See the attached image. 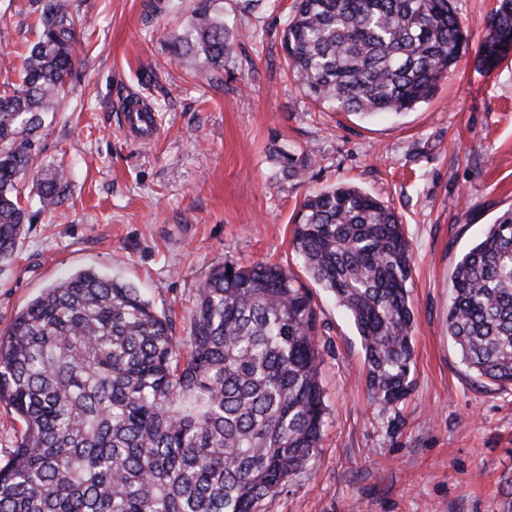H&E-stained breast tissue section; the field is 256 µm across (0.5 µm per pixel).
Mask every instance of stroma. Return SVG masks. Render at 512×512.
Wrapping results in <instances>:
<instances>
[{
	"label": "stroma",
	"instance_id": "obj_1",
	"mask_svg": "<svg viewBox=\"0 0 512 512\" xmlns=\"http://www.w3.org/2000/svg\"><path fill=\"white\" fill-rule=\"evenodd\" d=\"M294 0L247 13L221 0L236 58L214 71L174 41L193 0L145 19L144 0H72L82 19L80 81L51 118L35 168L69 174L62 204L37 214L0 264V331L42 289L84 268L134 284L186 337L198 288L224 261L268 262L308 284L319 318L327 416L307 471L262 512H503L512 487V386L485 382L448 336L455 265L512 208V57L492 72L475 52L496 0H457L468 49L434 97L363 119L307 97L281 31ZM0 83L17 81L37 38L29 0H0ZM154 71L144 86L145 71ZM159 105L156 135L126 133L122 102ZM313 150L309 182L278 179L274 148ZM352 184L394 208L414 256L415 366L408 396L377 405L351 319L293 251L303 196Z\"/></svg>",
	"mask_w": 512,
	"mask_h": 512
}]
</instances>
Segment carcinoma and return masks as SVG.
I'll list each match as a JSON object with an SVG mask.
<instances>
[{
	"instance_id": "cac0c4a2",
	"label": "carcinoma",
	"mask_w": 512,
	"mask_h": 512,
	"mask_svg": "<svg viewBox=\"0 0 512 512\" xmlns=\"http://www.w3.org/2000/svg\"><path fill=\"white\" fill-rule=\"evenodd\" d=\"M220 0H195L179 55L233 58ZM38 35L19 82L0 90V262L35 213L32 172L77 78L79 14L30 0ZM305 95L341 112L402 114L436 94L469 38L455 0H295L281 35ZM512 55V0L486 20L476 67ZM282 178L313 175L308 151L274 150ZM38 211L61 204L65 170L37 178ZM304 269L350 315L371 399L393 406L414 368L413 254L400 216L342 183L292 217ZM448 336L463 364L512 385V209L456 264ZM323 353L309 289L288 269L226 261L197 289L187 340L135 285L94 270L43 289L0 332V402L21 433L0 465V512H261L306 472L326 417Z\"/></svg>"
}]
</instances>
